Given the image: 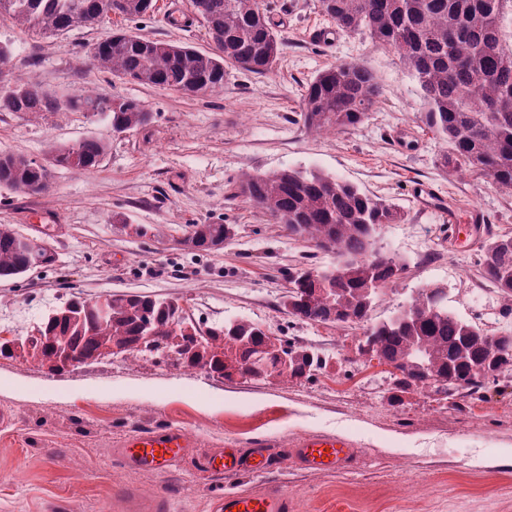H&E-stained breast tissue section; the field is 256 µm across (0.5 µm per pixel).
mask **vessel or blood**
I'll list each match as a JSON object with an SVG mask.
<instances>
[{
  "mask_svg": "<svg viewBox=\"0 0 512 512\" xmlns=\"http://www.w3.org/2000/svg\"><path fill=\"white\" fill-rule=\"evenodd\" d=\"M414 198L419 209H440L450 230H457L459 221L455 205L444 204L443 197L429 184L418 185ZM193 444L186 433L178 429L133 434L115 449L116 458L133 469L166 471L187 456ZM353 453L348 444L337 438L309 437L303 440L296 454L309 469L333 470ZM207 467L217 474L241 471L260 473L267 468L263 450L245 455L234 448H224L211 454ZM213 512H287L288 505L279 491L262 494L231 493L214 498Z\"/></svg>",
  "mask_w": 512,
  "mask_h": 512,
  "instance_id": "b4317fda",
  "label": "vessel or blood"
}]
</instances>
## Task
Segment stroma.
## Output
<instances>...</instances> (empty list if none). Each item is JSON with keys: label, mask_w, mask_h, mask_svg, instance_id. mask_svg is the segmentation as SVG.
<instances>
[{"label": "stroma", "mask_w": 512, "mask_h": 512, "mask_svg": "<svg viewBox=\"0 0 512 512\" xmlns=\"http://www.w3.org/2000/svg\"><path fill=\"white\" fill-rule=\"evenodd\" d=\"M279 25L284 52L263 76L229 70L223 91L193 96L125 83L93 67L87 49L111 28L200 49L210 47L190 0H156L153 13L58 36L25 31L0 17V43L13 50V74L60 95L88 87L102 96L141 100L148 130L112 134L84 112L0 113V154L44 161L82 139L110 148L90 173L60 170L49 194L0 185V224L44 238L54 265L0 279V336L28 313L31 333L43 313L72 296L141 292L180 297L193 320L251 321L331 358L311 380L273 376L224 380L165 356L135 361L118 354L56 372L26 352L0 355V512H151L154 496L169 512H210L214 496L279 488L289 512H512V378L481 400L450 408L414 389L393 397L396 373L361 350L358 325L311 324L282 305L285 273L301 257L328 255L288 236L262 210L236 197L242 174L317 168L399 206L404 219L384 226L379 250L407 265L399 285L377 301L382 321L419 289L448 290V306L495 335L507 325L504 302L475 276V235L448 236L441 214L419 210L413 189L435 185L460 209H480L489 226L512 232V194L437 165L440 142L421 122V90L397 55L368 36L338 34L327 46L310 29L326 19L319 0H263ZM357 60L378 77L383 96L355 128L318 134L300 119L304 86L318 71ZM12 74V75H13ZM411 134L397 146L395 132ZM122 214L126 225L113 223ZM231 224L220 248L196 251L179 240L194 224ZM146 224L147 237L131 227ZM166 427L187 433L192 452L166 472L125 467L114 455L129 435ZM348 440L355 455L335 470H310L293 450L307 437ZM219 448L265 449L260 474L215 477L205 458Z\"/></svg>", "instance_id": "stroma-1"}]
</instances>
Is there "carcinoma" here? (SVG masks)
<instances>
[{
    "label": "carcinoma",
    "mask_w": 512,
    "mask_h": 512,
    "mask_svg": "<svg viewBox=\"0 0 512 512\" xmlns=\"http://www.w3.org/2000/svg\"><path fill=\"white\" fill-rule=\"evenodd\" d=\"M108 0H0V17L40 35H59L111 19ZM115 15L134 21L153 12L155 0H121ZM202 18L213 49L144 38L117 29L92 45L103 57L98 69L117 79L155 88H189L207 95L224 88L227 69L266 75L284 46L261 0H202ZM512 0H320L322 13L336 30L364 34L400 58L422 92L421 121L442 143L439 165L447 174L470 176L512 193ZM375 74L356 60L319 71L307 84L301 119L316 133L354 128L380 102ZM87 112L107 119L112 132L143 129L152 113L135 98L111 99L89 88L60 98L31 78H16L0 88V112ZM108 144L84 139L53 148L42 162L22 155L0 156V183L22 193L43 195L57 169H96ZM238 194L260 208L274 224L315 243L335 244V260L326 265L288 268V298L301 300L288 313L301 319L306 310L315 324L366 327L364 352L391 363H408L425 351L433 372L444 379L437 389L450 406L460 391L481 396L512 368V331L490 336L477 323L448 309L447 289L426 286L410 301L409 313L373 322L368 318L379 294L398 285L404 261L376 253L379 230L403 220L401 209L383 197L315 168L246 174ZM477 271L503 298V316L512 314V234L484 227ZM233 236L229 224H195L186 242L208 251ZM378 262H372L373 254ZM53 264L22 245V235L0 224V279H12L31 267ZM108 308L101 315V305ZM152 333L178 350L180 364L207 369L230 379L238 366L258 354L287 362L273 368L279 376L311 378L327 368L330 357L294 339L272 337L257 324L226 319L201 325L183 315L179 298L149 293L107 294L95 299L74 296L51 310L36 333L25 337L28 354L54 371L68 352L88 363L117 340L138 361V346Z\"/></svg>",
    "instance_id": "1"
}]
</instances>
